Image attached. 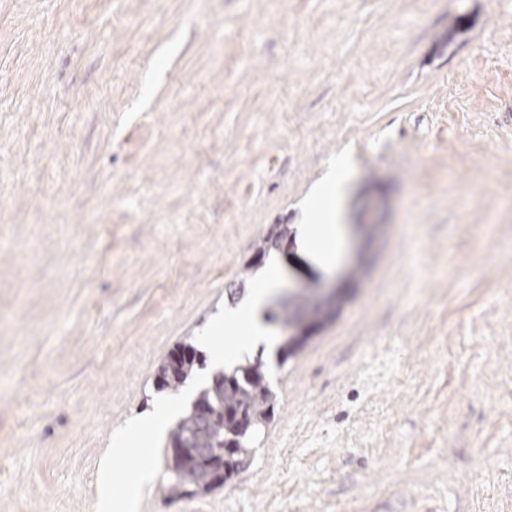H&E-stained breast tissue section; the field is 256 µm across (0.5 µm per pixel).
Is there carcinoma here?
<instances>
[{
    "instance_id": "obj_1",
    "label": "carcinoma",
    "mask_w": 512,
    "mask_h": 512,
    "mask_svg": "<svg viewBox=\"0 0 512 512\" xmlns=\"http://www.w3.org/2000/svg\"><path fill=\"white\" fill-rule=\"evenodd\" d=\"M292 238L289 224H272L250 248L234 293L243 292L264 265L271 253L278 251L276 243H287ZM269 319L280 323L284 334L280 337L278 356L280 364L301 353L310 340V331L325 324L322 306L307 292L290 294L278 302ZM200 358L194 348L182 344L172 350L157 368L160 389L176 390L192 376ZM266 361L262 356L245 359L229 372L215 376L212 384L202 389L192 408L170 431L172 448H198L201 455L170 458L169 490L177 495L186 489L209 492L218 486L212 478L213 464L224 461V480H229L249 464L255 443L275 414L277 395L266 378ZM247 419L248 429L240 428V420Z\"/></svg>"
}]
</instances>
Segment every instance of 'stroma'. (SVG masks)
Returning a JSON list of instances; mask_svg holds the SVG:
<instances>
[{
	"mask_svg": "<svg viewBox=\"0 0 512 512\" xmlns=\"http://www.w3.org/2000/svg\"><path fill=\"white\" fill-rule=\"evenodd\" d=\"M353 172L338 315L223 487L141 512H512V0H0V512H93L111 435L250 246Z\"/></svg>",
	"mask_w": 512,
	"mask_h": 512,
	"instance_id": "obj_1",
	"label": "stroma"
}]
</instances>
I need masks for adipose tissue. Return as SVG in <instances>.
Masks as SVG:
<instances>
[{
	"instance_id": "obj_1",
	"label": "adipose tissue",
	"mask_w": 512,
	"mask_h": 512,
	"mask_svg": "<svg viewBox=\"0 0 512 512\" xmlns=\"http://www.w3.org/2000/svg\"><path fill=\"white\" fill-rule=\"evenodd\" d=\"M334 177L335 189L323 192L304 211L305 217L317 212L322 218L312 238L303 241L305 255L320 267L335 264L342 241L339 192L351 177L345 162H337ZM281 283L280 271L261 275L246 302L215 318L204 340L215 366L235 363L259 345L274 344L275 330L265 321L263 312ZM179 410L178 400L161 398L153 412L139 416L127 431L113 435L97 470L94 512H138L144 491L154 485L157 477L154 445ZM122 480L129 488L125 496L119 497L114 488Z\"/></svg>"
}]
</instances>
